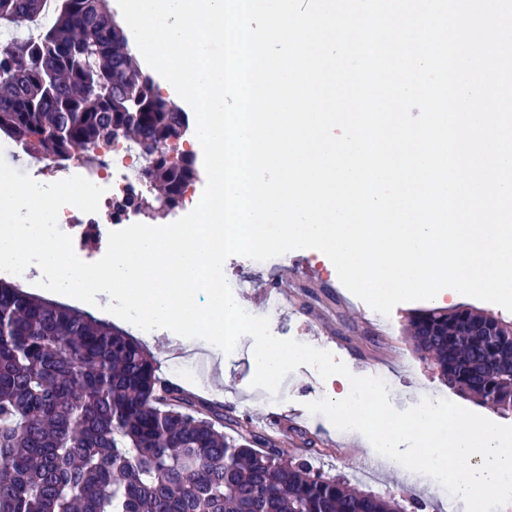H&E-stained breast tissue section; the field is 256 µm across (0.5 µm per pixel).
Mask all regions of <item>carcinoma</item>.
<instances>
[{"label":"carcinoma","instance_id":"carcinoma-1","mask_svg":"<svg viewBox=\"0 0 512 512\" xmlns=\"http://www.w3.org/2000/svg\"><path fill=\"white\" fill-rule=\"evenodd\" d=\"M38 35L0 49V134L59 166L128 140L159 197L181 205L194 162L156 157L189 124L143 73L107 0H0V28ZM489 324L493 334L472 327ZM449 386L512 414V322L476 309L409 321ZM237 424V436L220 430ZM288 459L275 440L195 402L133 337L0 279V512H419Z\"/></svg>","mask_w":512,"mask_h":512}]
</instances>
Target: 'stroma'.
Returning a JSON list of instances; mask_svg holds the SVG:
<instances>
[{"label": "stroma", "mask_w": 512, "mask_h": 512, "mask_svg": "<svg viewBox=\"0 0 512 512\" xmlns=\"http://www.w3.org/2000/svg\"><path fill=\"white\" fill-rule=\"evenodd\" d=\"M284 261L298 263L301 275L292 287L291 300L273 313L259 297ZM224 274L236 287V299L253 315L269 317L274 336L325 349L324 360L332 369L365 370L376 380L389 381L399 409L425 396L438 411L456 407L467 419L492 423L512 437V415L501 416L448 388L414 352L404 326L411 312L427 309V302H405L389 317H381L343 286L332 262L315 249L294 250L265 262L233 256L226 261ZM155 334L150 349L161 376L171 377L174 361L209 357L212 378L203 388L182 382L185 393L196 401L221 404L225 413L250 422L274 438L288 458H301L307 448H314L315 468L356 479L361 490L397 499L418 497L426 504L425 512H448L453 486L439 474H430L421 486L400 484L393 473L375 467L378 453L374 448L353 444L337 430L325 411L328 387L310 362L302 360L284 369L288 388L282 391L253 375L252 337H242L240 350L227 355L200 339L176 340L162 328Z\"/></svg>", "instance_id": "35a3bbf8"}]
</instances>
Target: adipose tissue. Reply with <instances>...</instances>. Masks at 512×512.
I'll return each instance as SVG.
<instances>
[{
    "mask_svg": "<svg viewBox=\"0 0 512 512\" xmlns=\"http://www.w3.org/2000/svg\"><path fill=\"white\" fill-rule=\"evenodd\" d=\"M303 359L319 365L329 381L341 383V391L333 392L327 402L330 417L346 436L370 438L387 470L402 477L439 473L454 485L457 502L465 508L489 489L512 486V440L492 424H473L452 411L439 413L425 400L411 413L398 414L384 389L370 377L355 380L345 373H331L321 357L300 344L285 348L263 336L253 355L256 374L269 385L286 364ZM407 440L415 443L408 453L400 448Z\"/></svg>",
    "mask_w": 512,
    "mask_h": 512,
    "instance_id": "1",
    "label": "adipose tissue"
}]
</instances>
